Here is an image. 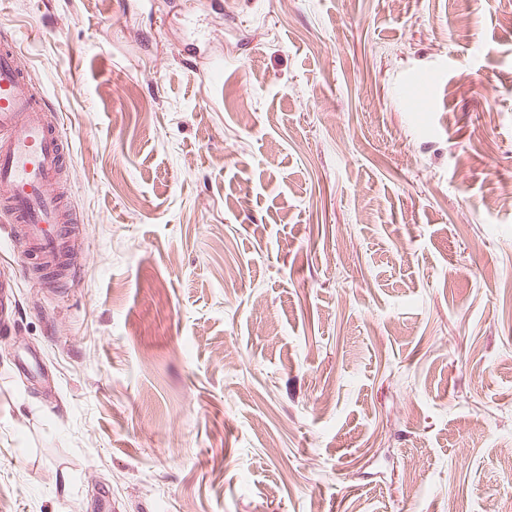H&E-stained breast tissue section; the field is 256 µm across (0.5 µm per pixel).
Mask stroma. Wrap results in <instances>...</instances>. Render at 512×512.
Instances as JSON below:
<instances>
[{
	"label": "stroma",
	"instance_id": "stroma-1",
	"mask_svg": "<svg viewBox=\"0 0 512 512\" xmlns=\"http://www.w3.org/2000/svg\"><path fill=\"white\" fill-rule=\"evenodd\" d=\"M6 40L77 244L29 275L0 221V512H512V0H0Z\"/></svg>",
	"mask_w": 512,
	"mask_h": 512
}]
</instances>
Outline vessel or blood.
I'll return each mask as SVG.
<instances>
[{
	"label": "vessel or blood",
	"mask_w": 512,
	"mask_h": 512,
	"mask_svg": "<svg viewBox=\"0 0 512 512\" xmlns=\"http://www.w3.org/2000/svg\"><path fill=\"white\" fill-rule=\"evenodd\" d=\"M15 43L0 44V190L13 222L23 225L24 269L58 268L67 252L69 216L57 185L67 170L68 143L45 119V103L25 79Z\"/></svg>",
	"instance_id": "vessel-or-blood-1"
}]
</instances>
